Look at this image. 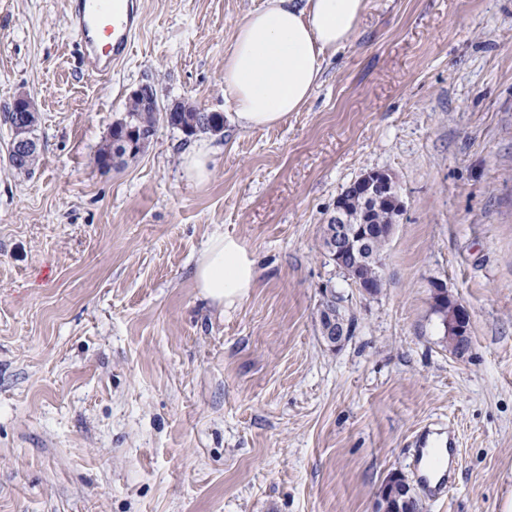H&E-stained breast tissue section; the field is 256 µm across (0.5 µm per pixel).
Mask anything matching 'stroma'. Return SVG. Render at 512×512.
I'll return each mask as SVG.
<instances>
[{"label":"stroma","mask_w":512,"mask_h":512,"mask_svg":"<svg viewBox=\"0 0 512 512\" xmlns=\"http://www.w3.org/2000/svg\"><path fill=\"white\" fill-rule=\"evenodd\" d=\"M142 2L128 61L91 77L66 0H0V113L30 95L41 152L15 173L0 120V512H373L392 472L418 485L423 431L458 448L423 512H512V0H367L300 111L212 137L204 183L163 121L126 165L96 151L145 83L227 112L224 53L266 0ZM372 170L403 211L368 297L322 227ZM217 233L257 270L232 309L194 281ZM329 290L357 319L334 349ZM442 283H435L433 286L434 303L437 301L446 305L448 309V324L460 342V348L465 353L470 347L469 324L470 313L459 301L453 299ZM340 303L336 301V296L331 294L322 304L321 323L319 331L325 343L335 348L341 346L345 341L344 323L339 314Z\"/></svg>","instance_id":"obj_1"}]
</instances>
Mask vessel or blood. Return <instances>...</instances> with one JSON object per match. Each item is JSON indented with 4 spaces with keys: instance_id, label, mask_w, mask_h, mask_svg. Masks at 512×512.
I'll list each match as a JSON object with an SVG mask.
<instances>
[{
    "instance_id": "b4317fda",
    "label": "vessel or blood",
    "mask_w": 512,
    "mask_h": 512,
    "mask_svg": "<svg viewBox=\"0 0 512 512\" xmlns=\"http://www.w3.org/2000/svg\"><path fill=\"white\" fill-rule=\"evenodd\" d=\"M143 15L138 0H68L67 29L88 75L110 74L128 57Z\"/></svg>"
}]
</instances>
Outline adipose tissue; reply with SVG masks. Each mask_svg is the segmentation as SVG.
<instances>
[{
  "label": "adipose tissue",
  "mask_w": 512,
  "mask_h": 512,
  "mask_svg": "<svg viewBox=\"0 0 512 512\" xmlns=\"http://www.w3.org/2000/svg\"><path fill=\"white\" fill-rule=\"evenodd\" d=\"M366 0H267L235 31L224 55V100L243 129L271 127L299 111L317 87L327 55L349 42ZM196 286L232 308L255 288L254 262L229 234L211 237L197 261Z\"/></svg>",
  "instance_id": "ef3b65f1"
}]
</instances>
